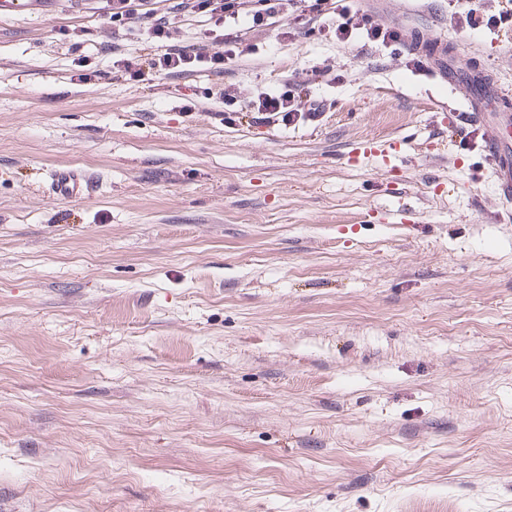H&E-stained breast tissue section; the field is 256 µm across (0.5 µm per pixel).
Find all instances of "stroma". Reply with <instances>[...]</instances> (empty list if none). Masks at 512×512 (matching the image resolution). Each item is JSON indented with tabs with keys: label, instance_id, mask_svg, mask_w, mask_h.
<instances>
[{
	"label": "stroma",
	"instance_id": "35a3bbf8",
	"mask_svg": "<svg viewBox=\"0 0 512 512\" xmlns=\"http://www.w3.org/2000/svg\"><path fill=\"white\" fill-rule=\"evenodd\" d=\"M473 6L351 0L383 46L295 0L230 110L115 72L96 0L0 20V512H512V221L403 46L512 90ZM314 66L322 112L256 118ZM51 181L57 194L64 197L89 194L93 188L88 175L70 168H59L53 171Z\"/></svg>",
	"mask_w": 512,
	"mask_h": 512
}]
</instances>
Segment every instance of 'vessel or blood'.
Here are the masks:
<instances>
[{"label":"vessel or blood","mask_w":512,"mask_h":512,"mask_svg":"<svg viewBox=\"0 0 512 512\" xmlns=\"http://www.w3.org/2000/svg\"><path fill=\"white\" fill-rule=\"evenodd\" d=\"M55 0H0V16H27L49 11ZM435 76L449 84L470 83L465 99L469 118L484 134L483 150L491 168L495 188L504 200L512 199V109L503 107L504 95L497 79L472 82L468 72L459 70L447 54H439L434 64ZM57 194L64 197L82 196L91 192L88 175L70 168H60L51 175Z\"/></svg>","instance_id":"vessel-or-blood-1"}]
</instances>
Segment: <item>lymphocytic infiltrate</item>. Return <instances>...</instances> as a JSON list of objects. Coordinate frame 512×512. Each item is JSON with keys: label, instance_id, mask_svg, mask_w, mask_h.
Instances as JSON below:
<instances>
[{"label": "lymphocytic infiltrate", "instance_id": "obj_1", "mask_svg": "<svg viewBox=\"0 0 512 512\" xmlns=\"http://www.w3.org/2000/svg\"><path fill=\"white\" fill-rule=\"evenodd\" d=\"M305 3L307 10L316 14L324 27L338 38L348 39L358 34L384 45L401 40L397 29L375 25L367 15L337 9L335 0H305ZM176 8L210 21L205 44L193 48L180 45L179 29L173 18L155 17L152 0H104L103 18L112 27V38L102 43L103 52H115L126 25L145 19L150 22L148 39L157 47L153 56L142 60L115 52L113 68L133 81L144 80L149 73L159 71L169 74L205 71L223 77L227 62L253 54L255 46L248 38L250 32L266 26L268 21L287 17L288 0H178ZM321 75V70L314 68L307 80L291 91L259 95L257 111L281 117L285 122L307 112L320 111L314 88Z\"/></svg>", "mask_w": 512, "mask_h": 512}]
</instances>
